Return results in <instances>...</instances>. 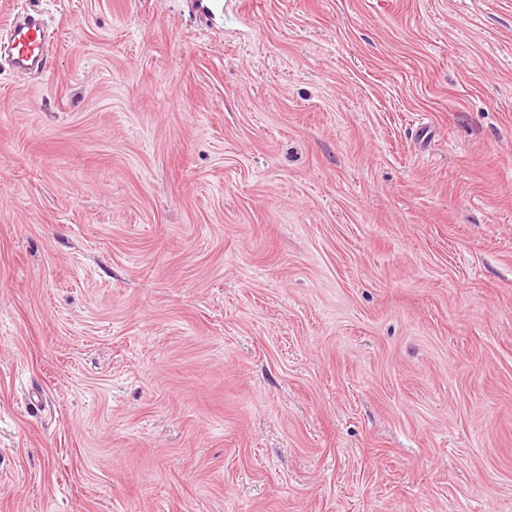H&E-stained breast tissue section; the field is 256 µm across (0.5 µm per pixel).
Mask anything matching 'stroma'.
Here are the masks:
<instances>
[{
  "instance_id": "obj_1",
  "label": "stroma",
  "mask_w": 512,
  "mask_h": 512,
  "mask_svg": "<svg viewBox=\"0 0 512 512\" xmlns=\"http://www.w3.org/2000/svg\"><path fill=\"white\" fill-rule=\"evenodd\" d=\"M0 512H512V0H0ZM9 31L14 50L13 69L21 73L45 69L49 50L41 18L34 15L18 18L11 23Z\"/></svg>"
}]
</instances>
